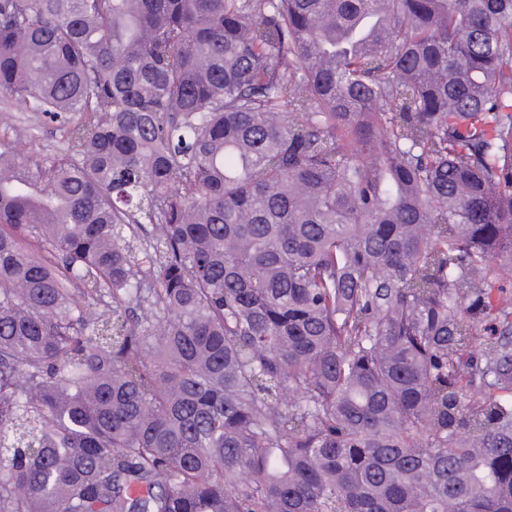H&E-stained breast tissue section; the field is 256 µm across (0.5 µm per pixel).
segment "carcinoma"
I'll list each match as a JSON object with an SVG mask.
<instances>
[{
  "label": "carcinoma",
  "mask_w": 512,
  "mask_h": 512,
  "mask_svg": "<svg viewBox=\"0 0 512 512\" xmlns=\"http://www.w3.org/2000/svg\"><path fill=\"white\" fill-rule=\"evenodd\" d=\"M0 99V512H512V0H0ZM6 114V115H5ZM20 138L26 150L50 157L59 152L65 142L63 127L45 120L39 112H30L23 106L5 107L0 101V138Z\"/></svg>",
  "instance_id": "obj_1"
}]
</instances>
